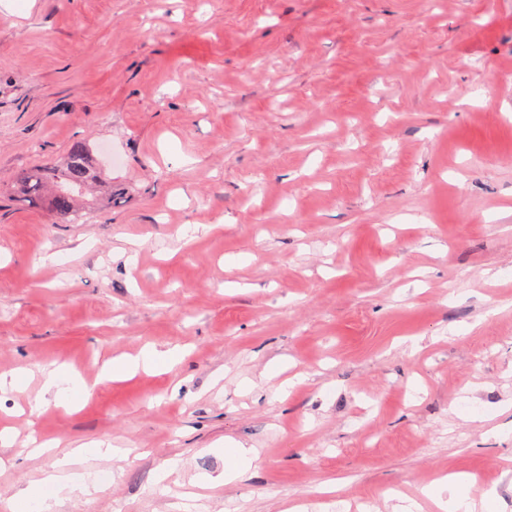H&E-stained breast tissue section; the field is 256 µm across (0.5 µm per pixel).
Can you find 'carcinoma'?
I'll return each mask as SVG.
<instances>
[{
  "mask_svg": "<svg viewBox=\"0 0 512 512\" xmlns=\"http://www.w3.org/2000/svg\"><path fill=\"white\" fill-rule=\"evenodd\" d=\"M104 180L87 146L73 145L67 158L47 169L19 172L14 186L19 202L31 207L46 205L64 224H76L81 217L84 196Z\"/></svg>",
  "mask_w": 512,
  "mask_h": 512,
  "instance_id": "obj_1",
  "label": "carcinoma"
}]
</instances>
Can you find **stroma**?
I'll return each instance as SVG.
<instances>
[{"label": "stroma", "mask_w": 512, "mask_h": 512, "mask_svg": "<svg viewBox=\"0 0 512 512\" xmlns=\"http://www.w3.org/2000/svg\"><path fill=\"white\" fill-rule=\"evenodd\" d=\"M511 84L512 0H0V512L98 442L54 512H512ZM79 141L87 223L15 200ZM177 357L178 352L175 350L158 351L147 348L134 357L113 358L112 361L105 364L103 372L113 380L124 379L139 370H165ZM76 386L73 377L65 371H51L45 380L44 389L47 392H54L55 400L67 399L71 396ZM230 463L224 466V483H231L241 477L247 470L251 462L257 457V449L246 448L243 444L229 441ZM104 443H97L93 448H75L70 456H65L58 460L54 470L48 472L40 483L29 486L15 495V502L22 506L32 499L39 496V489L42 485H50L54 489L55 500H60L72 493L76 486L75 475L68 468L71 462V456H83L86 454H94L103 457L119 458L123 455L121 448H112L110 445L104 447ZM33 501V500H32ZM475 482L476 478L473 475L449 474L423 487L421 494L445 512H472L473 504L468 488Z\"/></svg>", "instance_id": "35a3bbf8"}]
</instances>
